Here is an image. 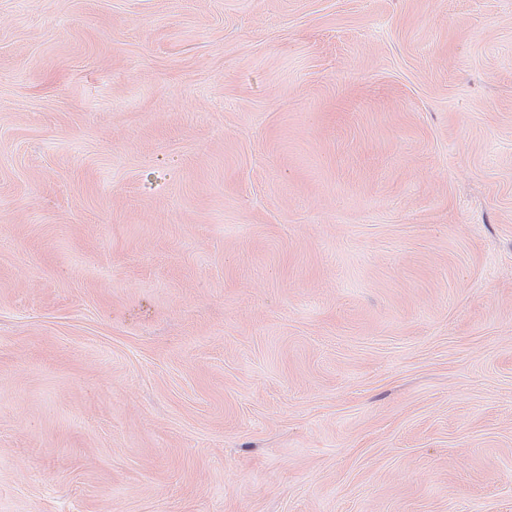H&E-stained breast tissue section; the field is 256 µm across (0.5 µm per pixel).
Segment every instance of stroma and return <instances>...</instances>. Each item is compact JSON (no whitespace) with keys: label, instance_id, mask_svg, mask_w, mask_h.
I'll use <instances>...</instances> for the list:
<instances>
[{"label":"stroma","instance_id":"35a3bbf8","mask_svg":"<svg viewBox=\"0 0 512 512\" xmlns=\"http://www.w3.org/2000/svg\"><path fill=\"white\" fill-rule=\"evenodd\" d=\"M0 512H512V0H0Z\"/></svg>","mask_w":512,"mask_h":512}]
</instances>
